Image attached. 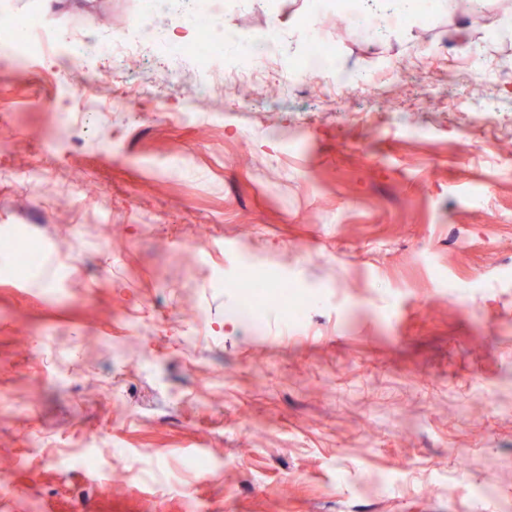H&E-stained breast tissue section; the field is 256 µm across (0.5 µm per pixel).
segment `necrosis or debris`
<instances>
[{"instance_id": "necrosis-or-debris-1", "label": "necrosis or debris", "mask_w": 512, "mask_h": 512, "mask_svg": "<svg viewBox=\"0 0 512 512\" xmlns=\"http://www.w3.org/2000/svg\"><path fill=\"white\" fill-rule=\"evenodd\" d=\"M182 11L159 16L157 0H144L142 15L132 20L127 31L110 34L96 41H87L75 32H64L45 25L37 15L18 16L11 13L0 14V61L18 66L49 57L60 49L85 59L100 61L97 75L83 78L71 89L77 108L105 116L107 111L126 112L132 98L137 97L135 89L122 90L114 96L111 107L96 103L99 81L117 83L122 72L132 62L142 58L154 49H161L168 61L191 59L194 70L206 83L221 82L227 85L256 86L274 82L273 61L281 41L278 28H270L262 42H252L248 36L234 33L223 37L218 29L212 28L205 16L197 9V0H185ZM188 24L197 31L198 37L190 42H164L162 31L171 25ZM234 41L238 53L234 66L224 63V43ZM293 86L312 85L314 90L333 89L336 91L355 87L363 92H371L376 84L374 78L363 77L355 84L339 79L324 67L323 60L314 59L298 65L289 77ZM260 278L250 268H242L237 278L231 281L240 311L252 318H260L267 309H279L286 321H305L313 307L319 306L321 295L313 289L287 288L280 293H267L264 300H257L253 286Z\"/></svg>"}]
</instances>
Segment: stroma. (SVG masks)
<instances>
[{
    "label": "stroma",
    "mask_w": 512,
    "mask_h": 512,
    "mask_svg": "<svg viewBox=\"0 0 512 512\" xmlns=\"http://www.w3.org/2000/svg\"><path fill=\"white\" fill-rule=\"evenodd\" d=\"M206 2L228 33L278 25L289 62L336 12ZM353 2L318 36L369 95L217 87L187 118L191 85L144 58L146 101L84 123L58 71L90 62L0 67V225L30 210L50 259L0 281V512H512V9ZM140 7L45 11L92 33ZM472 46L506 69L480 98ZM246 262L323 304L239 318L215 277Z\"/></svg>",
    "instance_id": "stroma-1"
}]
</instances>
